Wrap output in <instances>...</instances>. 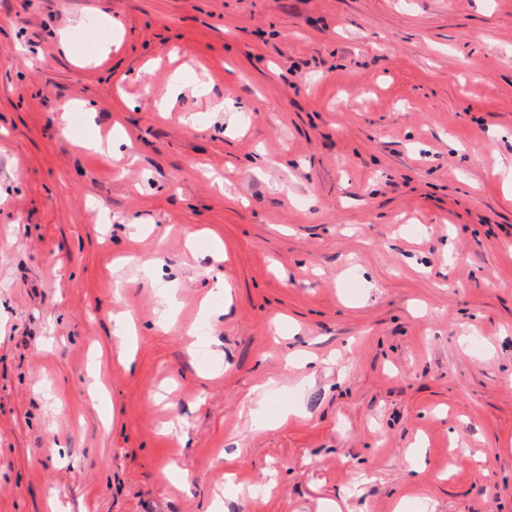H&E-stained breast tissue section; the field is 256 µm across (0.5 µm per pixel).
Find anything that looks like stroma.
I'll return each instance as SVG.
<instances>
[{"label": "stroma", "mask_w": 512, "mask_h": 512, "mask_svg": "<svg viewBox=\"0 0 512 512\" xmlns=\"http://www.w3.org/2000/svg\"><path fill=\"white\" fill-rule=\"evenodd\" d=\"M420 504L512 512V0H0V512Z\"/></svg>", "instance_id": "35a3bbf8"}]
</instances>
